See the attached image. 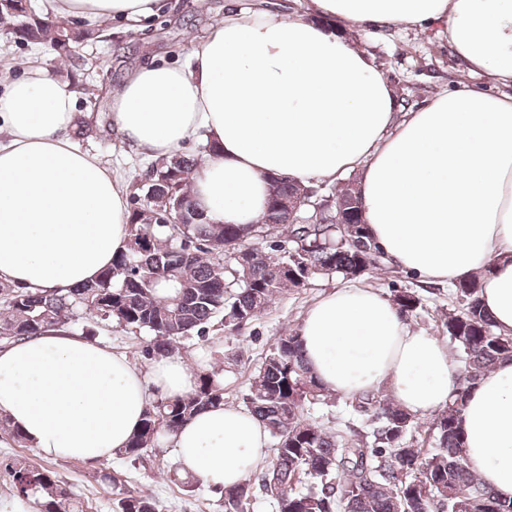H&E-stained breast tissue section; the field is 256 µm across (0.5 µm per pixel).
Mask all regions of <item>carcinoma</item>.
<instances>
[{"instance_id": "cac0c4a2", "label": "carcinoma", "mask_w": 512, "mask_h": 512, "mask_svg": "<svg viewBox=\"0 0 512 512\" xmlns=\"http://www.w3.org/2000/svg\"><path fill=\"white\" fill-rule=\"evenodd\" d=\"M8 33L48 43L57 58L76 64L83 44L98 31L77 28L61 17L41 18L30 0H0ZM193 160L176 154L152 164L151 179L130 190L129 238L125 251L93 281L66 291L32 292L0 280V342L10 344L42 332L86 323L115 324L153 336L146 354L164 356L193 336L202 340L220 319L238 331L284 292L319 276L354 279L380 268L383 254L367 232L355 182L332 188L330 209L319 213L289 204L296 184L274 180L266 210L251 226L211 224L193 205L189 176ZM479 279L455 285L458 307L443 326L456 345L459 385L438 412L431 430L435 447L415 446L416 417L379 394L351 400L366 429L347 437L329 432L305 408L332 406L305 363L298 333L280 337L252 375L247 409L274 439V457L261 475L263 493L278 512H512L464 464L458 418L468 388L496 361L512 358V337L498 334L479 298ZM407 317L422 308L410 290L393 295ZM224 403L215 373L203 371L184 396L154 401L141 429L118 454L135 461L144 449L172 435L196 413ZM318 484L304 491L305 479ZM20 496L40 494L42 512H92L47 469L14 472ZM254 495L250 481L224 490V512H244ZM119 512H162L153 498L125 493Z\"/></svg>"}]
</instances>
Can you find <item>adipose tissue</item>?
I'll return each mask as SVG.
<instances>
[{
	"label": "adipose tissue",
	"mask_w": 512,
	"mask_h": 512,
	"mask_svg": "<svg viewBox=\"0 0 512 512\" xmlns=\"http://www.w3.org/2000/svg\"><path fill=\"white\" fill-rule=\"evenodd\" d=\"M45 13L135 26L157 0H43ZM310 17L264 4L226 12L183 67L143 66L112 93L123 141L158 160L201 138L213 148L191 195L216 224L262 217L272 178L309 185L359 175L367 231L397 267L448 285L482 272L481 300L512 335V94L463 86L396 118L389 78L346 26L436 28L458 58L512 86V0H310ZM77 92L45 65L0 85V279L33 290L93 280L125 250L129 196L76 149ZM298 333L312 374L338 396L385 391L416 415L446 406L457 384L448 349L413 329L384 296L351 283L306 312ZM182 356L139 369L125 354L60 329L0 349V417L48 457L111 458L154 397L188 393ZM465 463L512 499V360L470 388ZM248 410L217 405L172 438L182 473L222 490L267 455Z\"/></svg>",
	"instance_id": "1"
}]
</instances>
